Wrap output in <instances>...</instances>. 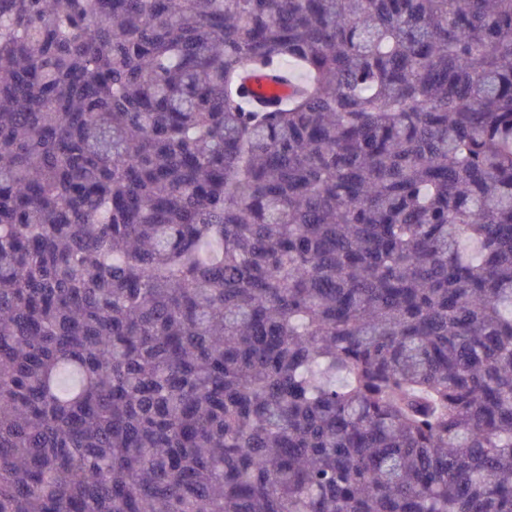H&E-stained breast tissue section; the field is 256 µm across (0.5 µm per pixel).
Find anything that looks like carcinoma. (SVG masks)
I'll return each instance as SVG.
<instances>
[{
	"label": "carcinoma",
	"mask_w": 512,
	"mask_h": 512,
	"mask_svg": "<svg viewBox=\"0 0 512 512\" xmlns=\"http://www.w3.org/2000/svg\"><path fill=\"white\" fill-rule=\"evenodd\" d=\"M0 512H512V0H0ZM280 78H276L270 67H258L251 77L243 83L245 95L256 105H263L264 102L277 95L281 91H288V80L283 77L281 70L278 71Z\"/></svg>",
	"instance_id": "obj_1"
}]
</instances>
